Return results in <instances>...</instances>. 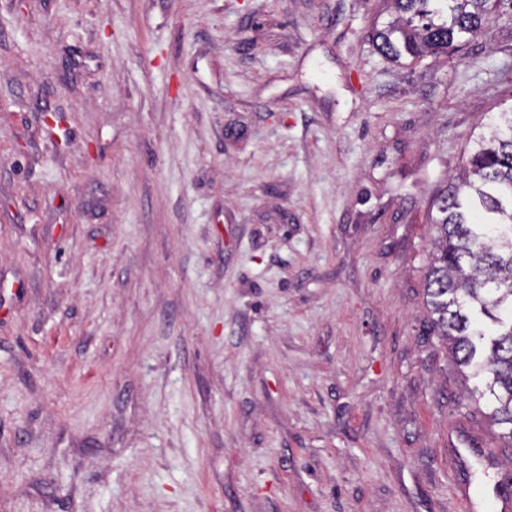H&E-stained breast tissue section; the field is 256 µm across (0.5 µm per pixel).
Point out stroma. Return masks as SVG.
Listing matches in <instances>:
<instances>
[{
  "label": "stroma",
  "mask_w": 512,
  "mask_h": 512,
  "mask_svg": "<svg viewBox=\"0 0 512 512\" xmlns=\"http://www.w3.org/2000/svg\"><path fill=\"white\" fill-rule=\"evenodd\" d=\"M0 0V512H487L429 203L512 108V10ZM395 18L372 33L379 53L393 62L415 63L448 53L488 21L495 0H390ZM493 2V4H492Z\"/></svg>",
  "instance_id": "1"
}]
</instances>
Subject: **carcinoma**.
Here are the masks:
<instances>
[{
    "mask_svg": "<svg viewBox=\"0 0 512 512\" xmlns=\"http://www.w3.org/2000/svg\"><path fill=\"white\" fill-rule=\"evenodd\" d=\"M395 18L372 33L379 53L412 63L477 34L493 0H391ZM430 209L437 236L426 280L436 335L461 367L481 379L501 437L512 447V109L479 136L462 174Z\"/></svg>",
    "mask_w": 512,
    "mask_h": 512,
    "instance_id": "cac0c4a2",
    "label": "carcinoma"
}]
</instances>
